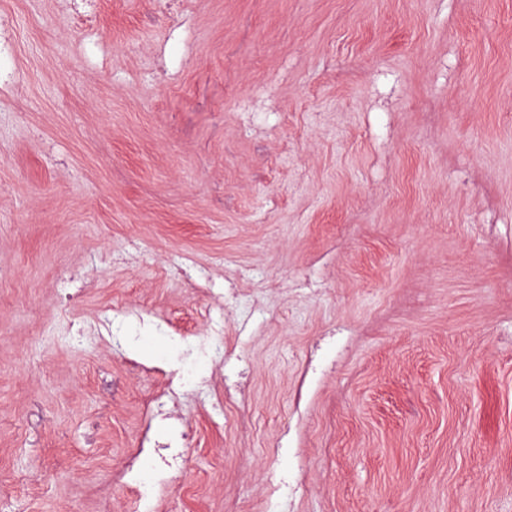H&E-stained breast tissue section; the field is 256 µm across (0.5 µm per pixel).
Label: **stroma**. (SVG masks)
Wrapping results in <instances>:
<instances>
[{"mask_svg": "<svg viewBox=\"0 0 512 512\" xmlns=\"http://www.w3.org/2000/svg\"><path fill=\"white\" fill-rule=\"evenodd\" d=\"M1 14L0 512H141L112 476L169 350L130 372L106 320L192 334L232 283L237 360L173 409L153 512H512V0Z\"/></svg>", "mask_w": 512, "mask_h": 512, "instance_id": "1", "label": "stroma"}]
</instances>
